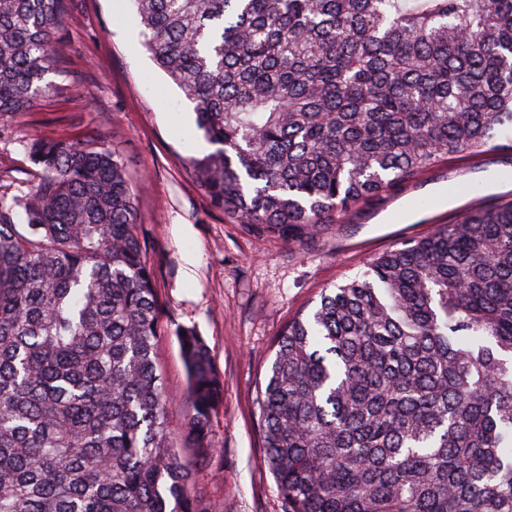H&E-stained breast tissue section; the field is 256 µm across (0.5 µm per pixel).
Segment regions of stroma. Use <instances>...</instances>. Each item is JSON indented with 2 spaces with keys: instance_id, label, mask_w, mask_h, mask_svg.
<instances>
[{
  "instance_id": "obj_1",
  "label": "stroma",
  "mask_w": 512,
  "mask_h": 512,
  "mask_svg": "<svg viewBox=\"0 0 512 512\" xmlns=\"http://www.w3.org/2000/svg\"><path fill=\"white\" fill-rule=\"evenodd\" d=\"M52 88L20 121H0V199L31 188L34 138L92 135L118 152L137 197L139 232L163 304L159 341L174 444L185 459L186 370L175 330L197 329L223 379L210 425L217 455L195 475L206 512H284L264 463L255 399L288 323L404 241L455 224L485 195L512 194V155H455L359 202L324 232L288 242L230 223L199 191L188 161L211 152L194 106L150 60L130 0H64Z\"/></svg>"
}]
</instances>
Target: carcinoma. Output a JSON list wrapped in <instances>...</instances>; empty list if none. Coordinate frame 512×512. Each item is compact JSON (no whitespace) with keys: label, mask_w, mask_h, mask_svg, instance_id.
<instances>
[{"label":"carcinoma","mask_w":512,"mask_h":512,"mask_svg":"<svg viewBox=\"0 0 512 512\" xmlns=\"http://www.w3.org/2000/svg\"><path fill=\"white\" fill-rule=\"evenodd\" d=\"M131 2L215 146L189 160L197 187L234 224L301 243L512 135V0ZM63 6L0 0V119L50 89ZM28 150L36 183L0 202V512H205L132 181L92 137ZM176 335L204 463L223 382L196 328ZM256 405L286 512H512V203L323 289Z\"/></svg>","instance_id":"cac0c4a2"}]
</instances>
